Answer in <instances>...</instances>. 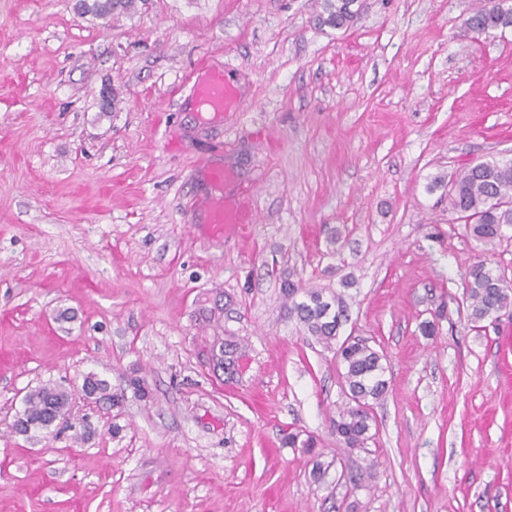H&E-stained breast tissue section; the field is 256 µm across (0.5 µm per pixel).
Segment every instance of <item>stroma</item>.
<instances>
[{
	"mask_svg": "<svg viewBox=\"0 0 512 512\" xmlns=\"http://www.w3.org/2000/svg\"><path fill=\"white\" fill-rule=\"evenodd\" d=\"M359 2L336 29L321 0H149L108 27L0 0V512H512V315H458L479 255L444 187L512 159V28L462 37L476 0ZM212 67L240 100L208 124L183 79ZM208 164L254 223H189ZM286 280L344 292L342 335L387 356L365 447L331 432L336 350ZM46 384L66 421L17 434Z\"/></svg>",
	"mask_w": 512,
	"mask_h": 512,
	"instance_id": "obj_1",
	"label": "stroma"
}]
</instances>
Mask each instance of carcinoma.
Masks as SVG:
<instances>
[{
	"label": "carcinoma",
	"mask_w": 512,
	"mask_h": 512,
	"mask_svg": "<svg viewBox=\"0 0 512 512\" xmlns=\"http://www.w3.org/2000/svg\"><path fill=\"white\" fill-rule=\"evenodd\" d=\"M147 0H81L82 14L102 21L135 10ZM357 0H323L322 22L336 28L350 25L357 17ZM512 27V4L509 0H478V5L464 21L466 34H488ZM448 212L453 221L465 226L472 239L485 246L500 242L504 228H512V159H491L464 168L448 186ZM465 284V318L475 328L501 312L512 308V281L484 260L474 262L463 274ZM283 292L292 300L296 312L310 335L331 345L339 339L348 321V304L341 294L324 298L319 291L305 292L297 302L298 289L284 283ZM342 366V379L349 401L332 420L333 432L345 448H363L371 438V403L385 397L388 382L384 377V355L362 338L348 336L336 348ZM68 396L61 388L43 386L26 395V412L31 426L39 427L48 408L61 409Z\"/></svg>",
	"instance_id": "carcinoma-1"
}]
</instances>
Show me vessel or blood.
Masks as SVG:
<instances>
[{"label":"vessel or blood","mask_w":512,"mask_h":512,"mask_svg":"<svg viewBox=\"0 0 512 512\" xmlns=\"http://www.w3.org/2000/svg\"><path fill=\"white\" fill-rule=\"evenodd\" d=\"M193 94L201 108L217 114L239 102L236 85L221 68L208 69L196 77ZM204 176L211 192L196 204L190 216L191 223L211 225L218 234L223 233L225 225L250 223L251 212L246 205H231L224 199V186L234 180V172L221 165H210L205 168Z\"/></svg>","instance_id":"obj_1"}]
</instances>
